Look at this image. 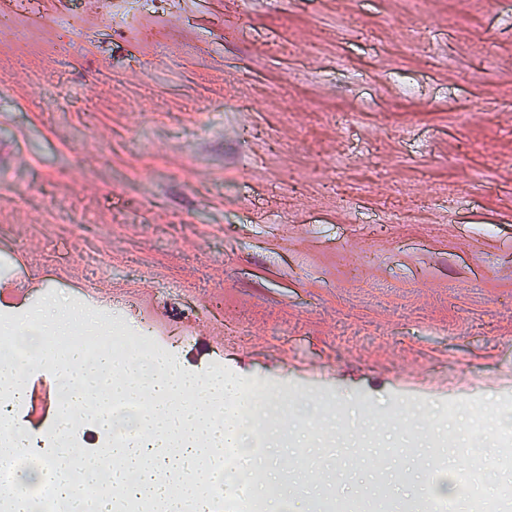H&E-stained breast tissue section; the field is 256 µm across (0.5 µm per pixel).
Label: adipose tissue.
<instances>
[{
    "instance_id": "ef3b65f1",
    "label": "adipose tissue",
    "mask_w": 512,
    "mask_h": 512,
    "mask_svg": "<svg viewBox=\"0 0 512 512\" xmlns=\"http://www.w3.org/2000/svg\"><path fill=\"white\" fill-rule=\"evenodd\" d=\"M48 336V330H38L33 344L36 357L48 365L52 379L64 390L56 421L59 434L72 427L76 408L123 400L142 405L133 425L112 444L111 482L127 498L165 501L168 512H181L183 501L191 500L197 512H205L206 497L192 477L208 468L209 449L247 448L265 440L264 432L243 429L237 412L256 406L257 398L232 379L188 377L161 360L145 378L136 366L108 355H89L79 345L58 354ZM223 399L234 410L210 429L209 448H200V409L217 407ZM97 472V462L90 459L79 472L54 474L55 496L68 512H86L83 487Z\"/></svg>"
}]
</instances>
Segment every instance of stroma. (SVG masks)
<instances>
[{
    "label": "stroma",
    "instance_id": "obj_1",
    "mask_svg": "<svg viewBox=\"0 0 512 512\" xmlns=\"http://www.w3.org/2000/svg\"><path fill=\"white\" fill-rule=\"evenodd\" d=\"M159 21L223 67L173 47L156 61L108 27L50 61L38 21L0 55V238L28 259L0 260V282L70 267L195 323L174 366L282 401L266 475L305 505L512 484V389L397 383L512 364V0H174ZM46 311L77 343L142 326L51 281L0 299V326ZM68 437L87 456L115 433L84 413Z\"/></svg>",
    "mask_w": 512,
    "mask_h": 512
}]
</instances>
